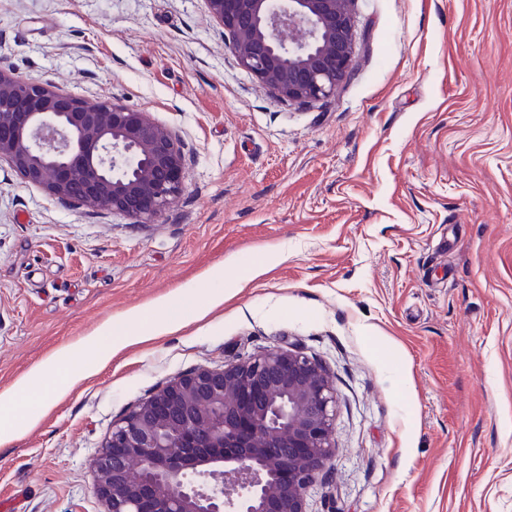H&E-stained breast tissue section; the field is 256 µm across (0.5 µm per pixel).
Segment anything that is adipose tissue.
I'll use <instances>...</instances> for the list:
<instances>
[{"instance_id":"adipose-tissue-1","label":"adipose tissue","mask_w":512,"mask_h":512,"mask_svg":"<svg viewBox=\"0 0 512 512\" xmlns=\"http://www.w3.org/2000/svg\"><path fill=\"white\" fill-rule=\"evenodd\" d=\"M150 314V308L144 307L106 321L92 333L62 347L35 366L21 382L24 391H31L34 383L40 382L43 376L56 372L58 368H65L66 373L56 383L51 394L38 398L35 411L25 419H17L13 396L0 394V446L12 443L24 429L35 426L41 412L46 411L55 399L66 394L77 381L109 361L115 353L176 325L175 320L168 318L151 320Z\"/></svg>"}]
</instances>
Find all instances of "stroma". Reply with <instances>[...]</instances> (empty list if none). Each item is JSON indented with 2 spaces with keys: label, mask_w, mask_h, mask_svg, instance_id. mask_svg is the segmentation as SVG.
<instances>
[{
  "label": "stroma",
  "mask_w": 512,
  "mask_h": 512,
  "mask_svg": "<svg viewBox=\"0 0 512 512\" xmlns=\"http://www.w3.org/2000/svg\"><path fill=\"white\" fill-rule=\"evenodd\" d=\"M355 35L349 78L300 104L235 63L204 0H0V69L149 113L186 158L151 224L0 163V393L111 318L224 291L0 446V502L102 512L114 421L283 349L338 398L309 512H512V0H358Z\"/></svg>",
  "instance_id": "1"
}]
</instances>
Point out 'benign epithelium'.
<instances>
[{
    "label": "benign epithelium",
    "mask_w": 512,
    "mask_h": 512,
    "mask_svg": "<svg viewBox=\"0 0 512 512\" xmlns=\"http://www.w3.org/2000/svg\"><path fill=\"white\" fill-rule=\"evenodd\" d=\"M224 47L271 93L314 103L351 74L354 0H205ZM61 202L152 223L185 187L170 129L0 70V161ZM336 388L302 351L197 368L141 401L94 460L103 512H308L335 456Z\"/></svg>",
    "instance_id": "1"
}]
</instances>
